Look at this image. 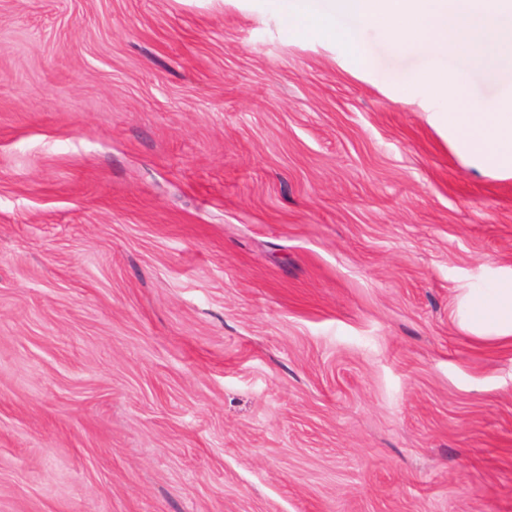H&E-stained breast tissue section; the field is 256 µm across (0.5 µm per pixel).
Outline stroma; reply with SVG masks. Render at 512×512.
Instances as JSON below:
<instances>
[{"mask_svg": "<svg viewBox=\"0 0 512 512\" xmlns=\"http://www.w3.org/2000/svg\"><path fill=\"white\" fill-rule=\"evenodd\" d=\"M263 0H0V512H512V177ZM461 324L471 336L512 339V277L470 290L460 304Z\"/></svg>", "mask_w": 512, "mask_h": 512, "instance_id": "stroma-1", "label": "stroma"}]
</instances>
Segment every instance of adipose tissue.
<instances>
[{
    "label": "adipose tissue",
    "mask_w": 512,
    "mask_h": 512,
    "mask_svg": "<svg viewBox=\"0 0 512 512\" xmlns=\"http://www.w3.org/2000/svg\"><path fill=\"white\" fill-rule=\"evenodd\" d=\"M461 324L474 336L512 339V277L470 290L460 304Z\"/></svg>",
    "instance_id": "1"
}]
</instances>
